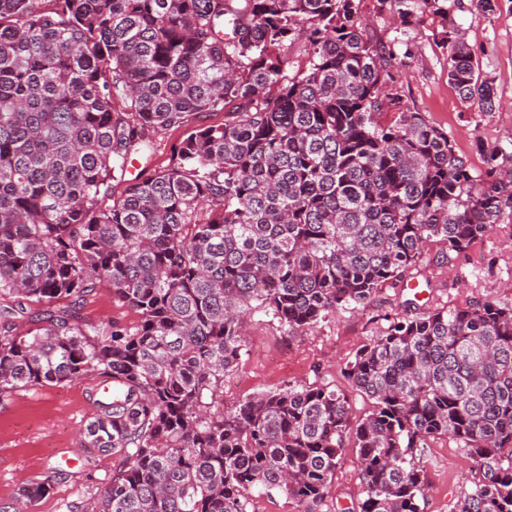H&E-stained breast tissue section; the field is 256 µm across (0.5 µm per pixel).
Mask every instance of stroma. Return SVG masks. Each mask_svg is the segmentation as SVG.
I'll return each mask as SVG.
<instances>
[{"label":"stroma","mask_w":512,"mask_h":512,"mask_svg":"<svg viewBox=\"0 0 512 512\" xmlns=\"http://www.w3.org/2000/svg\"><path fill=\"white\" fill-rule=\"evenodd\" d=\"M360 14L368 35L390 48L389 87L408 108L450 135L455 150L474 169L485 166L482 146L497 147L512 167V0H502L500 14L476 11L456 17L485 74L494 82L500 106L480 112L464 104L448 83L445 52L436 25L406 31L393 15L380 11L377 0H361ZM435 252L417 265L421 289L384 285L367 305L337 310L332 317L301 334L289 335L272 313L252 312L238 365L224 377V405L324 376L347 393L354 417L371 403L353 390L342 370L356 352L381 334L386 315L402 311L414 299L418 312L462 306L486 299L512 303V212H504L499 228L448 264H438ZM82 323L135 325L136 312L115 299L107 284L87 296L77 310ZM93 378L20 390L0 405V500H12L21 485L45 482L48 495L29 512H70L93 499L102 483L120 465L118 457L93 455L81 434L96 412ZM427 488L425 512H451L461 492L476 478L464 452L445 439L431 441L418 453ZM360 500L356 451L344 449L331 481L323 512L352 507Z\"/></svg>","instance_id":"stroma-1"}]
</instances>
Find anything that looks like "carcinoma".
<instances>
[{"label":"carcinoma","instance_id":"carcinoma-1","mask_svg":"<svg viewBox=\"0 0 512 512\" xmlns=\"http://www.w3.org/2000/svg\"><path fill=\"white\" fill-rule=\"evenodd\" d=\"M379 2L404 28L438 23L448 83L495 110L455 14L492 16L501 0ZM359 4L0 0V403L105 379L84 447L121 465L86 512H249L256 489L321 512L346 448L362 498L343 512H424L416 456L442 436L481 474L453 512H512V304L413 314L405 301L343 369L372 401L357 422L318 379L224 409L247 313L295 336L408 287L428 244L449 262L512 210L497 148L481 146L474 172L385 92L389 60ZM297 43L307 60L290 75L279 50ZM206 112L224 122L130 176L159 135ZM102 282L136 325L76 320ZM23 319L36 328L19 333ZM46 493L26 484L0 512Z\"/></svg>","mask_w":512,"mask_h":512}]
</instances>
